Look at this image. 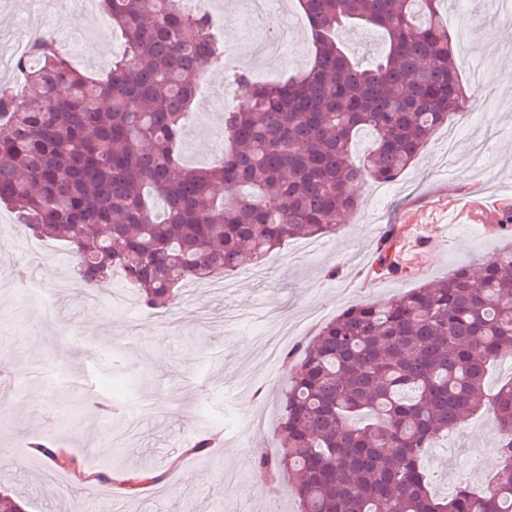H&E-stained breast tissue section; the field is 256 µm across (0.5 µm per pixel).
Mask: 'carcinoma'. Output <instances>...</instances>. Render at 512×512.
Masks as SVG:
<instances>
[{
    "mask_svg": "<svg viewBox=\"0 0 512 512\" xmlns=\"http://www.w3.org/2000/svg\"><path fill=\"white\" fill-rule=\"evenodd\" d=\"M441 0H298L311 61L256 83L231 75L247 107L224 113L231 145L209 167L179 152L196 75L224 55L209 14L179 0H102L125 38L103 77L78 72L52 39L29 46L24 91L0 85V203L32 237L65 243L85 287L120 273L153 310L184 284L259 263L294 238L338 231L354 185L395 181L467 103ZM378 29L361 66L343 29ZM362 134L369 146L358 157ZM512 356V242L432 285L360 302L288 351L280 449L264 477L292 480L298 512H512V443L488 492H431L423 460L473 414L512 437V381L485 375ZM28 447L53 460L51 438ZM512 377V358H503L493 364L489 369L486 389L494 392L502 383Z\"/></svg>",
    "mask_w": 512,
    "mask_h": 512,
    "instance_id": "1",
    "label": "carcinoma"
}]
</instances>
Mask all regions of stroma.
<instances>
[{
    "label": "stroma",
    "mask_w": 512,
    "mask_h": 512,
    "mask_svg": "<svg viewBox=\"0 0 512 512\" xmlns=\"http://www.w3.org/2000/svg\"><path fill=\"white\" fill-rule=\"evenodd\" d=\"M277 16L289 30V46L301 60L274 59L277 78L299 73L311 43L297 0ZM444 19L461 79L473 102L455 116L461 134L445 141L435 132L415 167L386 184L380 195L364 186L358 210L336 234L320 238L317 252L288 241L256 266L228 275L227 289L204 283L181 288L170 322L139 304L120 277V300L91 301L71 265L67 248L46 239L45 262L30 265L55 295L49 312L25 306L13 279L27 263L15 213L0 204V393L11 405L0 415V486L26 497L28 512H84L91 484L57 482L73 461L92 471H146L155 481L137 496L111 483L99 499L101 512H296L287 481L258 476L257 449L275 455L278 407L288 371L281 357L263 354L276 327L292 326L293 344L310 341L346 307L392 300L424 283H435L504 244L495 225L512 210V24L503 23L485 0H447ZM501 39L486 43V31ZM37 36L79 38L81 71L98 75L121 45L103 14L68 0L65 13L39 17L36 0H0V55ZM224 115L210 112L187 121L181 142L186 163L220 159L227 146ZM399 251L401 272L376 274L384 239ZM52 434L63 453L42 460L22 440ZM209 434L212 448L194 454L192 436ZM494 427L485 412L465 421L430 449L425 466L430 488L443 496L458 481L460 461L481 456L484 470L472 477L484 490L500 463Z\"/></svg>",
    "instance_id": "1"
}]
</instances>
